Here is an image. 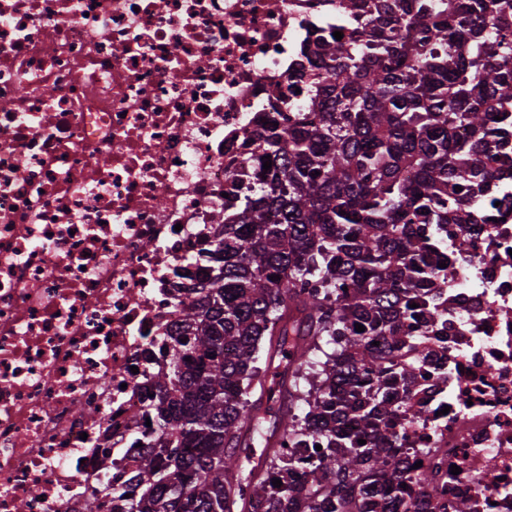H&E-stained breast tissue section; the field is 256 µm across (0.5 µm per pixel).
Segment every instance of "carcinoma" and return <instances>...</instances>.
<instances>
[{
    "label": "carcinoma",
    "mask_w": 512,
    "mask_h": 512,
    "mask_svg": "<svg viewBox=\"0 0 512 512\" xmlns=\"http://www.w3.org/2000/svg\"><path fill=\"white\" fill-rule=\"evenodd\" d=\"M345 8L361 23L346 46L316 36L306 110L258 137L275 164L178 313L159 434L112 512H386L372 486L400 458L378 427L413 379L394 355L444 272L437 226L474 223L489 155L512 166L490 119L512 113V0ZM306 441L324 446L310 485Z\"/></svg>",
    "instance_id": "1"
}]
</instances>
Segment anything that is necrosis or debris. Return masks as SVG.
<instances>
[{"mask_svg": "<svg viewBox=\"0 0 512 512\" xmlns=\"http://www.w3.org/2000/svg\"><path fill=\"white\" fill-rule=\"evenodd\" d=\"M342 0H0V512H108L138 464L175 321L287 126ZM441 232L451 269L382 424L390 512H512V169ZM460 474H451V467ZM436 472L429 484L422 471Z\"/></svg>", "mask_w": 512, "mask_h": 512, "instance_id": "1", "label": "necrosis or debris"}]
</instances>
